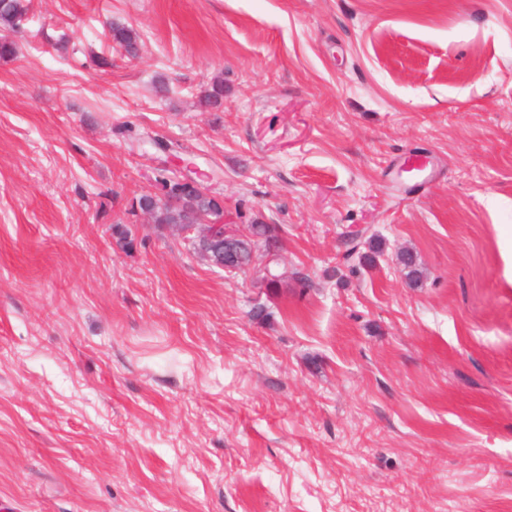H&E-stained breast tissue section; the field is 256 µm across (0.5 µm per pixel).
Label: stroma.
I'll use <instances>...</instances> for the list:
<instances>
[{"label": "stroma", "mask_w": 512, "mask_h": 512, "mask_svg": "<svg viewBox=\"0 0 512 512\" xmlns=\"http://www.w3.org/2000/svg\"><path fill=\"white\" fill-rule=\"evenodd\" d=\"M22 4L0 512H512V0ZM162 170L277 263L129 215ZM109 35L113 43L119 47L125 55L135 57L138 50V35L130 27L110 22L108 25Z\"/></svg>", "instance_id": "1"}]
</instances>
